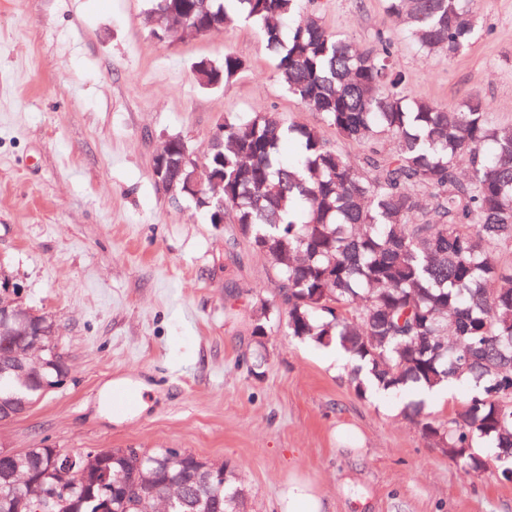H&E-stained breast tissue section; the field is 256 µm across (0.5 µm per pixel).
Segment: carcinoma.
I'll list each match as a JSON object with an SVG mask.
<instances>
[{"instance_id":"obj_1","label":"carcinoma","mask_w":512,"mask_h":512,"mask_svg":"<svg viewBox=\"0 0 512 512\" xmlns=\"http://www.w3.org/2000/svg\"><path fill=\"white\" fill-rule=\"evenodd\" d=\"M301 0H148L149 32L165 34L186 16L208 28L239 21L260 27L279 81L314 112L315 123L272 111L224 116V142L205 163L224 179V218L277 276L262 318L286 315L288 335L332 340L358 365L357 394L368 386L423 392L456 380L469 389L441 421L423 403L402 409L424 437L481 472L488 444L512 456V125L471 96L448 106L411 97L384 35L360 52L316 16L283 41L281 21ZM407 38L427 56L463 52L477 32L472 0H385ZM244 68L226 53L193 71L217 88ZM364 149L357 159L331 147ZM296 161L284 166L282 146ZM22 373L0 375V407H30L61 373L45 351L36 362L13 336ZM68 464H62V460ZM185 493L174 512H246L236 477L177 448L68 452L40 446L0 461V512H158L174 484Z\"/></svg>"}]
</instances>
